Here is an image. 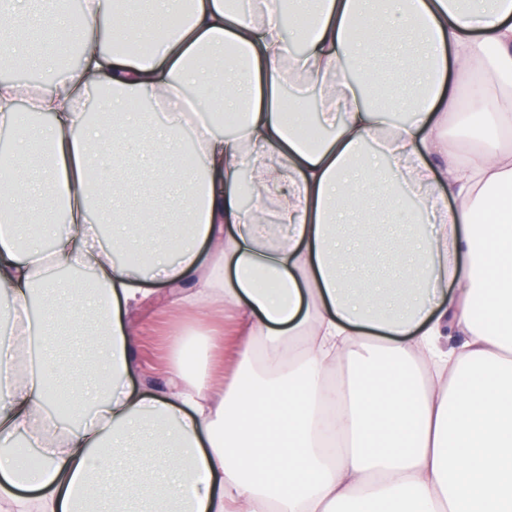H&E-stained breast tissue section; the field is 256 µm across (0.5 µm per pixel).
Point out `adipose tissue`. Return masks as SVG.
I'll return each mask as SVG.
<instances>
[{
  "label": "adipose tissue",
  "instance_id": "ef3b65f1",
  "mask_svg": "<svg viewBox=\"0 0 512 512\" xmlns=\"http://www.w3.org/2000/svg\"><path fill=\"white\" fill-rule=\"evenodd\" d=\"M11 2L0 35L67 26L55 0L33 12ZM183 8V25L153 36L155 17ZM83 10L77 63L49 89L0 80L12 159L23 168L30 146L47 149L45 182L67 226L28 237L45 182L27 175L0 190V512H125L145 472L155 512H512V149L502 144L512 87L500 81L512 72V0H296L291 30L284 0H266L257 16L226 0H152L128 31L150 39L142 54L111 49L115 0H84ZM378 47L400 65L420 62L403 89L416 98L408 121H395V101H367L387 80L372 61ZM204 71L225 78L223 108L241 116L232 135L193 92ZM293 78L324 93L319 123L331 135L321 144L286 126L282 88ZM175 98L193 104L194 121L171 116L151 197L188 231H159L153 269L173 306L232 310L239 379L214 377L212 337L178 329L166 389L150 395L127 381L154 291L118 260L141 242L112 193L89 196L85 182L111 147L153 125L140 101ZM476 125L485 134L460 160L459 139ZM188 151L193 172L181 165ZM394 179L392 208L415 202L424 233L395 240L391 277L355 280L380 250L336 228L359 223L367 187ZM269 217L287 236H264ZM65 266L89 271L84 300H60L54 274ZM35 299L106 338L96 393L69 421L52 417L45 383L66 363L49 356L56 327L32 320ZM158 420L169 449L151 461L142 441ZM19 435L39 448L38 467L11 453Z\"/></svg>",
  "mask_w": 512,
  "mask_h": 512
}]
</instances>
